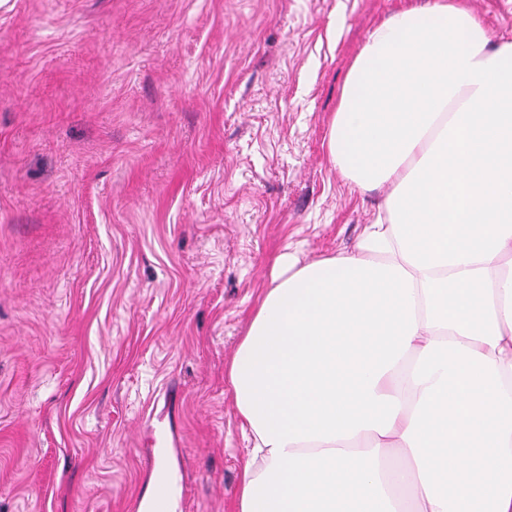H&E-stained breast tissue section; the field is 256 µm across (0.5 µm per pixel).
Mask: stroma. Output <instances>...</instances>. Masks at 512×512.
Instances as JSON below:
<instances>
[{
  "mask_svg": "<svg viewBox=\"0 0 512 512\" xmlns=\"http://www.w3.org/2000/svg\"><path fill=\"white\" fill-rule=\"evenodd\" d=\"M399 5L0 0V512H124L172 387L190 512H237L227 365L275 259L375 215L326 143Z\"/></svg>",
  "mask_w": 512,
  "mask_h": 512,
  "instance_id": "stroma-1",
  "label": "stroma"
}]
</instances>
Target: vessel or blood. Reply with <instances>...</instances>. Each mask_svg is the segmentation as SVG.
Here are the masks:
<instances>
[{
  "mask_svg": "<svg viewBox=\"0 0 512 512\" xmlns=\"http://www.w3.org/2000/svg\"><path fill=\"white\" fill-rule=\"evenodd\" d=\"M153 451L145 458L146 487L127 502L126 512H187L190 488L170 462L169 451L178 447L175 426L160 428L153 437Z\"/></svg>",
  "mask_w": 512,
  "mask_h": 512,
  "instance_id": "obj_1",
  "label": "vessel or blood"
}]
</instances>
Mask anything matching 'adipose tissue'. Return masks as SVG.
<instances>
[{
	"mask_svg": "<svg viewBox=\"0 0 512 512\" xmlns=\"http://www.w3.org/2000/svg\"><path fill=\"white\" fill-rule=\"evenodd\" d=\"M327 157L382 197L351 250L276 261L228 366L238 512H512V39L403 0Z\"/></svg>",
	"mask_w": 512,
	"mask_h": 512,
	"instance_id": "obj_1",
	"label": "adipose tissue"
}]
</instances>
